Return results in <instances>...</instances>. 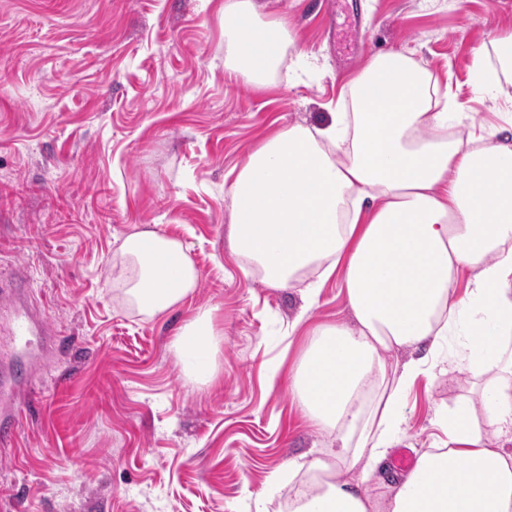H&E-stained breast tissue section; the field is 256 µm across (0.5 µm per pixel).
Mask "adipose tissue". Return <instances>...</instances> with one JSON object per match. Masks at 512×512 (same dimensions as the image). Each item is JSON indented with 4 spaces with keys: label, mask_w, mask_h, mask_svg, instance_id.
<instances>
[{
    "label": "adipose tissue",
    "mask_w": 512,
    "mask_h": 512,
    "mask_svg": "<svg viewBox=\"0 0 512 512\" xmlns=\"http://www.w3.org/2000/svg\"><path fill=\"white\" fill-rule=\"evenodd\" d=\"M292 43L288 24L254 0H224V64L262 88ZM351 111L321 128L281 127L248 157L228 189L229 241L273 288L301 284L298 330L341 273L352 323L320 326L295 369L292 394L308 419L335 434L336 451L291 463L306 490L289 512H368L364 484L404 434L402 399L433 376L448 333L479 391L448 406L443 447L423 452L391 512H512V454L493 444L512 429V138L460 134L461 113L430 74L401 52L374 56L351 80ZM119 286L147 317L198 286L185 244L159 229L127 235ZM472 271L464 295L455 285ZM177 354L211 353V311L197 314ZM409 351L378 418L363 396L383 355ZM359 469L341 478L340 465Z\"/></svg>",
    "instance_id": "1"
}]
</instances>
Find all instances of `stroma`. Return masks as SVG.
Instances as JSON below:
<instances>
[{
	"label": "stroma",
	"mask_w": 512,
	"mask_h": 512,
	"mask_svg": "<svg viewBox=\"0 0 512 512\" xmlns=\"http://www.w3.org/2000/svg\"><path fill=\"white\" fill-rule=\"evenodd\" d=\"M294 39L274 83L224 66V0H0V368L22 425L0 447V512H287L288 463L333 447L294 403L301 350L349 320L338 277L294 336L299 287L245 273L227 243L226 194L277 128L319 127L349 81L385 52L411 55L467 127L512 136V72L475 77L512 32V0H258ZM158 226L189 249L196 291L146 318L123 300L126 235ZM214 312L217 372L192 381L175 341ZM50 330L8 340L13 314ZM452 364L403 399L413 455L437 447V416L471 396Z\"/></svg>",
	"instance_id": "1"
}]
</instances>
